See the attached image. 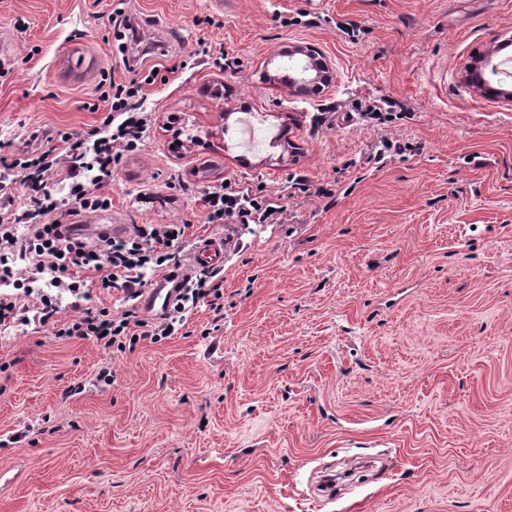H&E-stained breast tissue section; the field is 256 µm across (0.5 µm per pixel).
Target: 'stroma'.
Here are the masks:
<instances>
[{
  "instance_id": "stroma-1",
  "label": "stroma",
  "mask_w": 512,
  "mask_h": 512,
  "mask_svg": "<svg viewBox=\"0 0 512 512\" xmlns=\"http://www.w3.org/2000/svg\"><path fill=\"white\" fill-rule=\"evenodd\" d=\"M118 8L140 25L123 48ZM0 39L8 154L89 138L99 83L159 47L171 75L111 207L61 221L188 225L186 264L224 246L223 313L159 342L53 336L132 309L95 287L0 325V512H512V0H0ZM297 44L330 63L318 96L283 81ZM248 113L290 151L227 136ZM227 178L282 196V223H205Z\"/></svg>"
}]
</instances>
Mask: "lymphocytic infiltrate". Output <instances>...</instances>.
Segmentation results:
<instances>
[{"mask_svg":"<svg viewBox=\"0 0 512 512\" xmlns=\"http://www.w3.org/2000/svg\"><path fill=\"white\" fill-rule=\"evenodd\" d=\"M156 74L142 80L110 82L101 98L109 113L99 137L72 140L62 135L60 152L37 156L0 158V281L18 274L36 281L47 279L49 287L79 291L82 273L96 274L99 287L117 289L127 299H137L147 283L148 273L162 267H179L184 224H140L124 237L104 236L87 241L73 234L67 225L55 221V214L78 210H100L110 206L108 197L97 194L108 183L122 158L136 151L147 137L151 115L142 108L145 86L154 84ZM22 181L30 204L14 211L11 186ZM67 190L56 198V187ZM205 221L209 224H278L285 212L279 198L264 188L240 186L224 180L202 193ZM222 295L209 275H202L184 288L168 313L159 321L139 318L134 311L119 316L86 314L56 327L58 337L94 339L102 347L124 348L142 340L159 342L173 335L185 313L200 303L222 311Z\"/></svg>","mask_w":512,"mask_h":512,"instance_id":"obj_1","label":"lymphocytic infiltrate"}]
</instances>
